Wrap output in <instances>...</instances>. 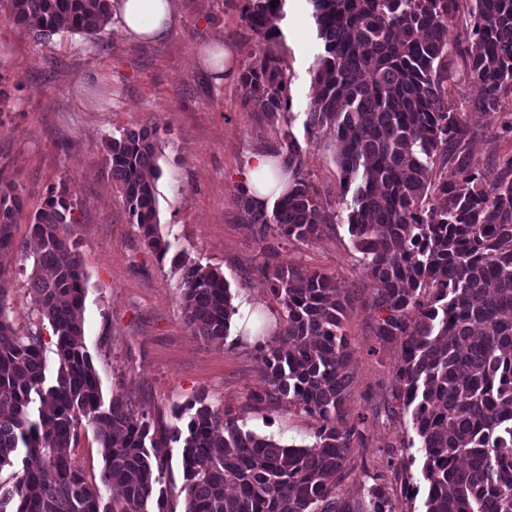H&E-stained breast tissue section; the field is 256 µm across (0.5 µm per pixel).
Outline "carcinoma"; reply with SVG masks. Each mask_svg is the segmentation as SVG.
<instances>
[{"mask_svg": "<svg viewBox=\"0 0 512 512\" xmlns=\"http://www.w3.org/2000/svg\"><path fill=\"white\" fill-rule=\"evenodd\" d=\"M245 0L259 41L241 75L242 108L268 122L290 113V76L275 20L286 0ZM323 53L310 68L306 129L331 134L348 230L367 274L379 284L369 308L381 343L401 342L392 397L411 416L422 452L425 512H512V156L488 176L467 149L466 109L448 102L456 59L468 62L474 107L490 117L512 99V0H469L472 45L449 26L463 0H308ZM34 40L68 32L102 40L110 0H0ZM157 123L106 142L105 169L130 223L159 258L171 247L159 227ZM288 193L257 211L244 189L236 202L263 258L261 272L280 307L275 344L257 345L268 388L256 402H285L318 422L309 445H285L203 404L182 425L132 419L120 394L106 399L87 351L88 275L71 228L78 203L51 186L29 214L27 239L13 235L23 191L0 177V253L32 261L29 293L55 337L48 382L42 332H20L0 303V469L20 454L38 460L15 474L14 512H173L156 495L166 448L182 443L184 512H352L339 487L346 453L364 418L346 408L351 300L336 278L281 260L282 242H313L338 214L304 172L302 148L284 132ZM182 270L191 335L228 336L230 285L218 270L174 256ZM101 445L104 468L91 483L73 463L83 423ZM356 479L363 512H392L385 486ZM120 494L106 502L102 490Z\"/></svg>", "mask_w": 512, "mask_h": 512, "instance_id": "carcinoma-1", "label": "carcinoma"}]
</instances>
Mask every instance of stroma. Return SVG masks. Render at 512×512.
<instances>
[{
    "mask_svg": "<svg viewBox=\"0 0 512 512\" xmlns=\"http://www.w3.org/2000/svg\"><path fill=\"white\" fill-rule=\"evenodd\" d=\"M244 0H176L177 20L167 38L135 40L107 26L96 45L59 33L39 43L0 15V177L23 189L26 214L13 227L28 234V211L49 186L64 184L78 201L73 239L89 277L85 344L104 396L124 395L134 417L175 424V411L197 398L240 414L245 428L284 444L312 442L316 421L279 404L255 405L267 381L255 341L275 342L279 310L260 271L262 259L236 205L246 153L282 152V124L266 123L241 106L239 74L254 60L257 42L243 18ZM279 54L291 79V130L321 197L345 211L331 136L309 137L310 68L319 51L307 0H287L280 18ZM223 38L236 48L235 76L216 81L207 50ZM476 132L470 149L484 171L512 155V104L496 118L469 111ZM166 125L158 141L160 230L171 243L158 258L145 246L104 172L106 140L148 121ZM223 272L237 308L261 322L250 336L232 322L223 343L191 336L185 323L180 272L174 255ZM285 262L335 277L352 305L343 322L352 354L347 407L366 417L347 465L373 470L386 453L404 461L384 479L394 512H423L422 455L403 447L412 436L409 415L392 412L390 388L400 345L380 344L368 303L377 288L366 273L346 221L312 243H284ZM18 255L0 258V301L14 327L41 330L46 375L55 379L57 355L50 329L39 326ZM417 494L407 493V485Z\"/></svg>",
    "mask_w": 512,
    "mask_h": 512,
    "instance_id": "35a3bbf8",
    "label": "stroma"
}]
</instances>
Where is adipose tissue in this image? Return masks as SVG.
Instances as JSON below:
<instances>
[{"label":"adipose tissue","instance_id":"1","mask_svg":"<svg viewBox=\"0 0 512 512\" xmlns=\"http://www.w3.org/2000/svg\"><path fill=\"white\" fill-rule=\"evenodd\" d=\"M112 10L119 20L121 34L152 41L164 39L176 18L175 0H112ZM243 170L244 184L255 206L267 205L288 189L287 176L269 153H249Z\"/></svg>","mask_w":512,"mask_h":512}]
</instances>
